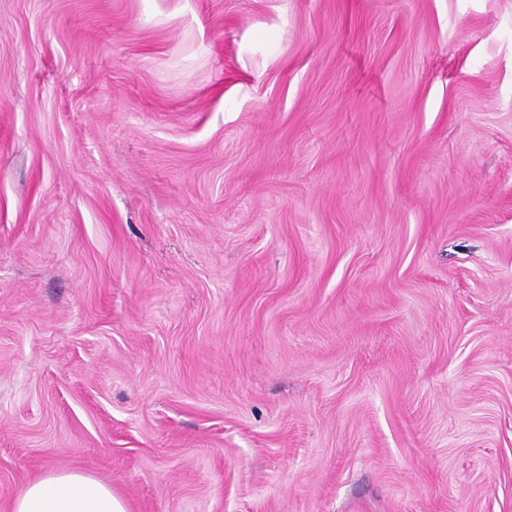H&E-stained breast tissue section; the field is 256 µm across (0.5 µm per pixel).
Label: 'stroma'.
Segmentation results:
<instances>
[{"label": "stroma", "instance_id": "1", "mask_svg": "<svg viewBox=\"0 0 512 512\" xmlns=\"http://www.w3.org/2000/svg\"><path fill=\"white\" fill-rule=\"evenodd\" d=\"M512 512V0H0V512ZM11 512H127V507L93 475L50 470L18 492Z\"/></svg>", "mask_w": 512, "mask_h": 512}]
</instances>
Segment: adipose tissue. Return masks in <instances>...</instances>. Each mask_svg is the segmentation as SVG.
<instances>
[{
    "label": "adipose tissue",
    "instance_id": "1",
    "mask_svg": "<svg viewBox=\"0 0 512 512\" xmlns=\"http://www.w3.org/2000/svg\"><path fill=\"white\" fill-rule=\"evenodd\" d=\"M11 512H127V507L93 475L51 470L18 492Z\"/></svg>",
    "mask_w": 512,
    "mask_h": 512
}]
</instances>
